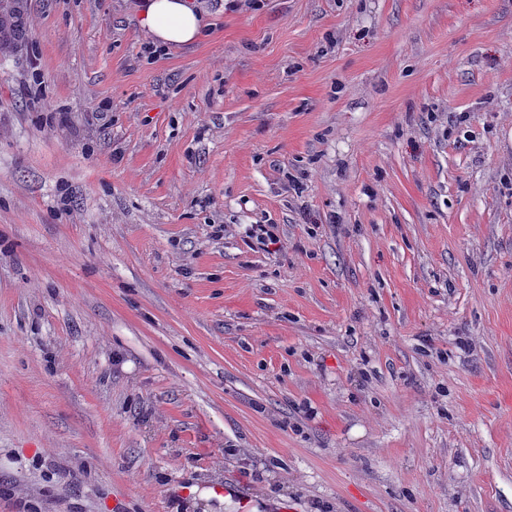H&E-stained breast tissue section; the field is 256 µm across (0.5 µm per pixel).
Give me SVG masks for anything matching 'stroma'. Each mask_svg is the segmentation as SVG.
Instances as JSON below:
<instances>
[{"mask_svg":"<svg viewBox=\"0 0 512 512\" xmlns=\"http://www.w3.org/2000/svg\"><path fill=\"white\" fill-rule=\"evenodd\" d=\"M139 2L0 51V512H512V0ZM142 26L154 43L162 46L189 45L203 37L205 19L190 0H143Z\"/></svg>","mask_w":512,"mask_h":512,"instance_id":"35a3bbf8","label":"stroma"}]
</instances>
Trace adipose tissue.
I'll use <instances>...</instances> for the list:
<instances>
[{
    "label": "adipose tissue",
    "mask_w": 512,
    "mask_h": 512,
    "mask_svg": "<svg viewBox=\"0 0 512 512\" xmlns=\"http://www.w3.org/2000/svg\"><path fill=\"white\" fill-rule=\"evenodd\" d=\"M142 26L154 43L189 45L203 37L205 19L192 0H143Z\"/></svg>",
    "instance_id": "1"
}]
</instances>
